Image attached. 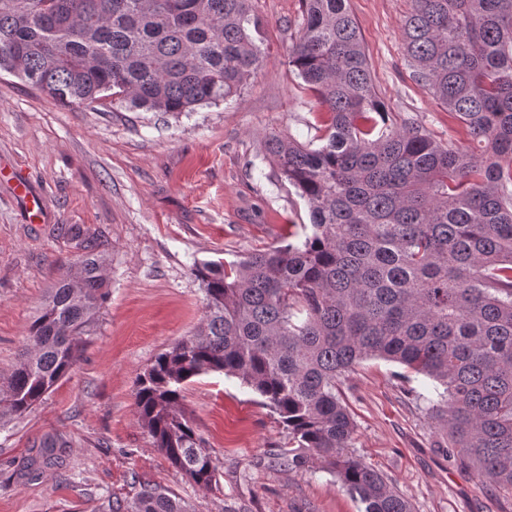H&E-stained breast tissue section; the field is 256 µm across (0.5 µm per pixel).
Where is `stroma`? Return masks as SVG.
Here are the masks:
<instances>
[{"instance_id": "stroma-1", "label": "stroma", "mask_w": 512, "mask_h": 512, "mask_svg": "<svg viewBox=\"0 0 512 512\" xmlns=\"http://www.w3.org/2000/svg\"><path fill=\"white\" fill-rule=\"evenodd\" d=\"M375 90L397 123L468 146L466 130L413 77L402 49L411 0H347ZM262 62L239 96L181 114L128 103L63 107L0 73V382L18 366L49 288L75 276L57 232L82 224L108 252V294L80 359L28 414L0 426V512H108L158 485L190 512H361L315 459L280 465L288 432L262 397L234 378H193L180 406L219 480L204 489L177 470L139 425L135 382L155 355L193 335L204 293L197 262L231 263L283 246L309 223L306 201L265 153L269 134L317 142L323 107L288 64L302 0H252ZM23 179L39 210L15 188ZM338 390L356 427L351 451L413 512H512L472 467L438 447L425 400L432 383L399 363L367 359ZM56 465L28 471L42 444Z\"/></svg>"}]
</instances>
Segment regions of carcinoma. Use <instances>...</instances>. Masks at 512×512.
<instances>
[{"instance_id":"carcinoma-1","label":"carcinoma","mask_w":512,"mask_h":512,"mask_svg":"<svg viewBox=\"0 0 512 512\" xmlns=\"http://www.w3.org/2000/svg\"><path fill=\"white\" fill-rule=\"evenodd\" d=\"M251 0H0V71L62 106L128 101L191 112L240 94L261 62ZM289 64L328 118L322 144L273 134L265 152L306 200L304 238L225 265L197 264L198 331L136 381L138 423L197 486L217 483L179 407L192 378L219 372L264 399L297 447L363 512H411L350 448L336 382L371 357L439 385L429 412L485 485L512 489V0H413L403 25L413 77L480 152L388 122L346 0H304ZM60 234L77 275L57 281L0 385V421L22 416L76 365L106 296L104 242ZM110 512H189L141 483Z\"/></svg>"}]
</instances>
